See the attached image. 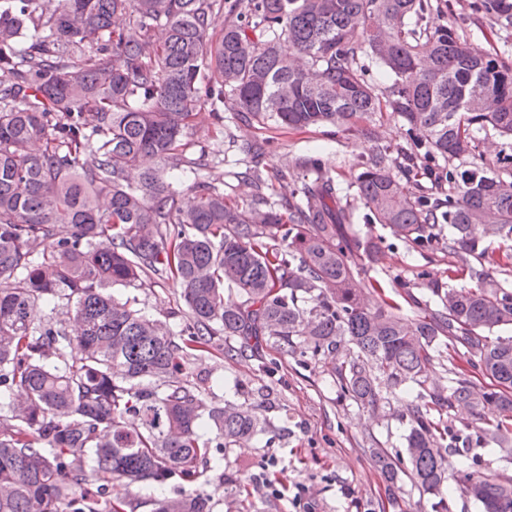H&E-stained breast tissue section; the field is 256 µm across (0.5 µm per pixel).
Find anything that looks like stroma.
Returning <instances> with one entry per match:
<instances>
[{"instance_id":"obj_1","label":"stroma","mask_w":512,"mask_h":512,"mask_svg":"<svg viewBox=\"0 0 512 512\" xmlns=\"http://www.w3.org/2000/svg\"><path fill=\"white\" fill-rule=\"evenodd\" d=\"M472 0H431L429 21L445 26L473 45L512 62V29L490 34L488 19L476 18ZM407 140L406 128L390 115L381 118L372 131L344 132L333 127L286 130L224 115L223 130H215L208 114L194 122L187 156L199 153L224 155L225 161L200 171L226 195L248 205L252 188L236 180V159L246 146L260 143L265 152L260 166L268 172L295 164L302 158L319 159L325 170L347 192L368 162L375 145L398 148ZM386 238L380 267L389 276L413 282L416 295L427 291L418 269H426L443 280L446 287L470 286L468 276L451 273L454 258L434 251L421 254L395 238ZM120 299L134 297L146 314L178 331L188 320L187 308L175 281L144 279L140 284L115 286ZM211 352L190 359L182 377L200 387L207 402L223 404L231 400L255 407L267 422L266 430L238 445L225 449L221 469L201 467L192 482L178 478L148 485L111 481L107 497L120 504L121 512H152L158 495L177 496L203 492L211 497L212 512H296L294 494H301L306 512H434L432 501L420 496L410 483H403L396 500H389L385 482L376 470L371 449L395 452L405 446L406 424L398 414L413 399L412 392L399 393L389 409L380 413L359 408L339 398L324 357H300L286 351L266 349L269 365L232 351L231 340L215 329ZM271 468L284 496L258 487L256 477ZM236 482L235 491L224 488L225 479Z\"/></svg>"}]
</instances>
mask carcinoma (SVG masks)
I'll use <instances>...</instances> for the list:
<instances>
[{
    "instance_id": "cac0c4a2",
    "label": "carcinoma",
    "mask_w": 512,
    "mask_h": 512,
    "mask_svg": "<svg viewBox=\"0 0 512 512\" xmlns=\"http://www.w3.org/2000/svg\"><path fill=\"white\" fill-rule=\"evenodd\" d=\"M5 0L0 6V512H100L107 484L194 478L220 467L222 449L260 432L253 407L207 403L177 377L209 352L213 325L262 357L269 344L333 361L339 396L379 411L417 390L401 415L404 452L373 449L396 499L401 476L448 512V483L481 512H512V481L468 468L448 477L447 454L472 442L512 441V289L481 265L488 237L512 267V180L489 164L446 172L430 197L374 150L356 181L370 218L418 251L460 258L475 288L429 282L430 298L401 314L409 283L382 281L381 237L346 231L352 204L319 160L281 202L248 165L251 207L196 180L208 166L185 139L206 106L259 124L361 129L385 112L407 126L398 149L413 174L432 162L483 155L475 132L512 140V63L448 28L432 29L430 0ZM472 10L512 28V0ZM230 20L216 31V18ZM128 17L120 28L113 17ZM367 55L391 85L381 95L357 67ZM448 225V235L441 234ZM181 287L189 321L179 334L106 289L142 278ZM241 302L224 303V286ZM74 307L76 334L37 318ZM448 386L427 383L432 363ZM491 381L476 390L473 375ZM459 406L490 428L448 430ZM153 512H212L207 495L158 497Z\"/></svg>"
}]
</instances>
